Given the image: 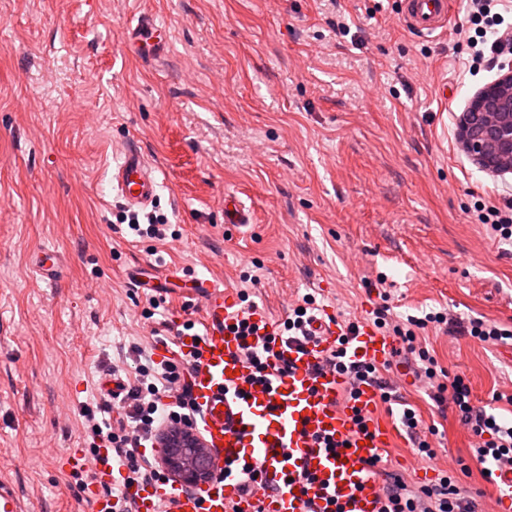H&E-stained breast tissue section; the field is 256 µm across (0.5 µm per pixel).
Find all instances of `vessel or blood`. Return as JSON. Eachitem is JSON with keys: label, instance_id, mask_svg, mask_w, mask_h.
Here are the masks:
<instances>
[{"label": "vessel or blood", "instance_id": "vessel-or-blood-1", "mask_svg": "<svg viewBox=\"0 0 512 512\" xmlns=\"http://www.w3.org/2000/svg\"><path fill=\"white\" fill-rule=\"evenodd\" d=\"M450 0H402L401 16L413 31L428 35L446 29ZM167 34L150 17L138 20L130 48L151 60ZM112 170V185L129 208L152 205L158 187L157 168L142 147L125 142ZM224 221L239 227L252 219L235 195L224 197ZM204 330L175 339L184 356H199L192 394L200 410L194 428L203 442L210 477L186 488L164 482L138 489V512H323L336 500L342 512H379L380 480L366 463L393 445L397 433L377 416L380 392L362 386L358 398L345 399V378L324 364L339 331L326 315L311 323L312 337L287 342L275 350L291 371L254 384L244 344L265 343L275 325L264 311L250 322L254 336L241 339L233 330L240 319L238 295L213 283L203 284ZM390 337L363 327L349 340L351 358L380 365L391 357ZM363 418L366 431L354 420ZM0 512H24L15 485L0 479Z\"/></svg>", "mask_w": 512, "mask_h": 512}]
</instances>
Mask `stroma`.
Wrapping results in <instances>:
<instances>
[{
  "instance_id": "obj_1",
  "label": "stroma",
  "mask_w": 512,
  "mask_h": 512,
  "mask_svg": "<svg viewBox=\"0 0 512 512\" xmlns=\"http://www.w3.org/2000/svg\"><path fill=\"white\" fill-rule=\"evenodd\" d=\"M400 13L401 0H0V479L27 512H91L62 464L84 447L82 408L152 329L201 321L193 280L249 290L276 321L306 293L363 319L379 301L365 282L382 273L400 316L512 326V253L469 218L477 201L501 203L512 174L482 170L459 141L462 112L499 73L467 67L469 0L430 36ZM143 15L170 33L150 62L127 42ZM133 139L158 169L176 241L116 220L111 172ZM228 193L253 224L227 227ZM44 249L60 258L51 282L35 268ZM139 272L177 273L182 287L150 322ZM419 345L476 404L512 391L499 347L431 327ZM399 393L435 428L436 455L402 434L387 470L418 486L452 472L491 499L457 411Z\"/></svg>"
}]
</instances>
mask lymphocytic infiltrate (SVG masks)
<instances>
[{
	"label": "lymphocytic infiltrate",
	"instance_id": "1",
	"mask_svg": "<svg viewBox=\"0 0 512 512\" xmlns=\"http://www.w3.org/2000/svg\"><path fill=\"white\" fill-rule=\"evenodd\" d=\"M503 2L472 0L471 22L475 27L470 40L472 65L492 63L512 54V23H505L499 11ZM372 315L373 326L393 338V356L402 358L416 381L425 382L433 389L434 401L440 405L454 404L462 424L477 438L471 453L482 469H490L503 460L512 462V421H502L486 407L474 404L464 379L439 381L434 360L417 351L415 345L417 330L431 324L442 326L448 335L492 345L512 341V327L483 316L464 321L440 312L421 318L412 316L399 324L392 321L385 304L375 307ZM358 328L354 321L342 325L336 346L328 353L325 364L346 377L347 395H355L361 385L372 383L379 389L381 400H389L393 385L388 373L393 369L392 363L378 366L347 355V338ZM193 369V363L182 357L146 359L137 364L133 382L116 402L115 421L97 420L90 409L83 412L87 454L97 461L105 455L113 457L124 468L120 487L100 484L102 495L117 496L122 502L123 512H136L135 501L128 496L131 488L164 479L161 464L142 452L143 443L159 438L162 433L191 426L199 416L191 393ZM380 494L381 512H480L476 500L465 496L459 482L448 475L436 484L415 488L401 475L388 472Z\"/></svg>",
	"mask_w": 512,
	"mask_h": 512
}]
</instances>
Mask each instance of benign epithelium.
Here are the masks:
<instances>
[{"instance_id":"benign-epithelium-1","label":"benign epithelium","mask_w":512,"mask_h":512,"mask_svg":"<svg viewBox=\"0 0 512 512\" xmlns=\"http://www.w3.org/2000/svg\"><path fill=\"white\" fill-rule=\"evenodd\" d=\"M460 135L465 151L485 171L496 176L512 173V64L474 97L470 110L463 113ZM159 444L160 462L175 478L196 484L208 476L204 458L184 453L186 448H202L193 434H164Z\"/></svg>"}]
</instances>
